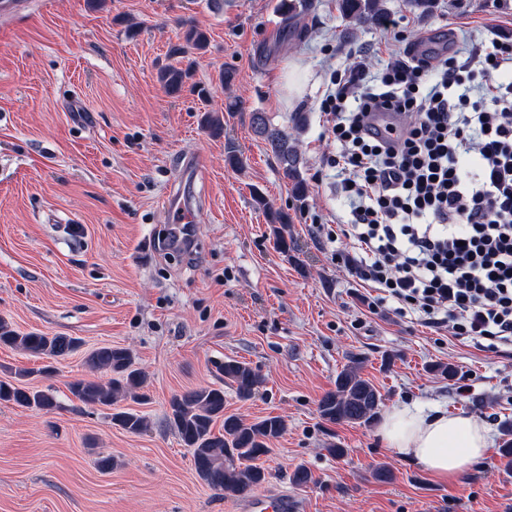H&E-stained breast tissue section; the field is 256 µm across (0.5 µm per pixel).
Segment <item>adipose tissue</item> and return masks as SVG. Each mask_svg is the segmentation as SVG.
<instances>
[{"label":"adipose tissue","mask_w":512,"mask_h":512,"mask_svg":"<svg viewBox=\"0 0 512 512\" xmlns=\"http://www.w3.org/2000/svg\"><path fill=\"white\" fill-rule=\"evenodd\" d=\"M378 434L394 455L415 460L434 480L445 482L486 457L490 430L474 417L451 416L419 402L388 411Z\"/></svg>","instance_id":"adipose-tissue-1"}]
</instances>
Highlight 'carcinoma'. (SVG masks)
<instances>
[{
  "mask_svg": "<svg viewBox=\"0 0 512 512\" xmlns=\"http://www.w3.org/2000/svg\"><path fill=\"white\" fill-rule=\"evenodd\" d=\"M336 9L342 15L358 22L377 21L385 14L382 0H336ZM208 38L197 26L188 23L183 33V44L171 48L170 55L186 57L195 50H205ZM193 73V63L186 66L167 65L159 72V80L171 95L180 94ZM250 124L262 137L277 158L284 177L293 182L296 200L307 199V183L299 169L296 144L288 134L271 126L265 113L253 112ZM253 201L265 212L271 223L288 224L291 217L283 210H274L265 197L255 191ZM20 349L36 358L65 357L80 347V341L71 336L30 332L19 334L4 320H0V346ZM85 364L92 372L107 371L112 379L106 383L80 379L68 384L69 392L80 402L110 408L118 401L142 397L139 390L146 379L144 371L134 367L133 355L127 348L101 346L91 351ZM224 383L235 389L241 400H248L262 384L261 376L245 362L230 359L219 368ZM0 402L42 411L56 406L52 395L30 391L24 387L0 381ZM382 403L379 390L359 375L358 368L349 365L336 377L335 389L325 393L319 401L320 417L329 423H369L373 421ZM167 417L184 447L190 449L196 473L212 490L242 497L265 481L264 470L256 464L271 451V443L286 429L281 416H268L246 422L234 414L224 413V388L202 386L174 395L169 401ZM112 423L131 434L146 430V416L133 411L118 410L111 414ZM220 429H215L216 423ZM505 439L500 456L505 469L512 470V421L502 424Z\"/></svg>",
  "mask_w": 512,
  "mask_h": 512,
  "instance_id": "obj_1",
  "label": "carcinoma"
}]
</instances>
